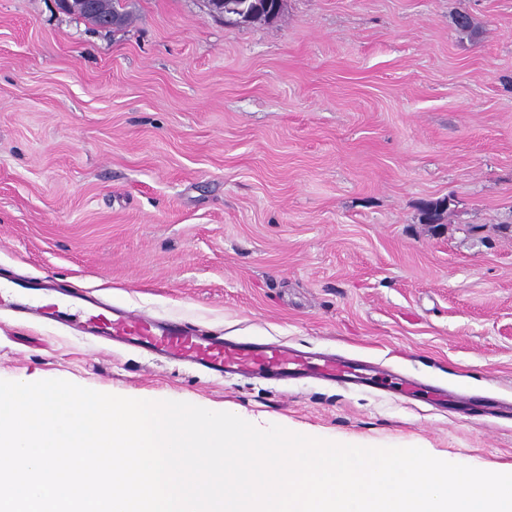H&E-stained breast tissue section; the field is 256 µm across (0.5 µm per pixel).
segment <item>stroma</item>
<instances>
[{
  "mask_svg": "<svg viewBox=\"0 0 512 512\" xmlns=\"http://www.w3.org/2000/svg\"><path fill=\"white\" fill-rule=\"evenodd\" d=\"M124 5L109 32L0 0V275L512 400V0H285L264 23ZM443 198L438 232L421 205ZM14 379L512 473V421L217 378L0 308Z\"/></svg>",
  "mask_w": 512,
  "mask_h": 512,
  "instance_id": "stroma-1",
  "label": "stroma"
}]
</instances>
